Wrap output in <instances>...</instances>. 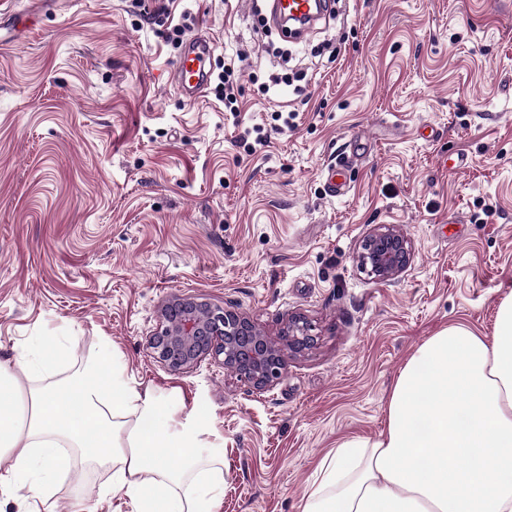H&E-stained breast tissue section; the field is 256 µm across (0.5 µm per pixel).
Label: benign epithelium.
Masks as SVG:
<instances>
[{
  "mask_svg": "<svg viewBox=\"0 0 512 512\" xmlns=\"http://www.w3.org/2000/svg\"><path fill=\"white\" fill-rule=\"evenodd\" d=\"M413 261L409 239L393 224L375 226L357 252L360 269L379 282L403 274ZM161 324L150 347L172 372L190 368L201 358H222L224 371L265 392L281 378L288 355L310 349L314 337L305 317L288 321V335L278 344L246 314L212 307L191 297L173 296L161 307Z\"/></svg>",
  "mask_w": 512,
  "mask_h": 512,
  "instance_id": "benign-epithelium-1",
  "label": "benign epithelium"
}]
</instances>
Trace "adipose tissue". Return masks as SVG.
<instances>
[{"label":"adipose tissue","instance_id":"ef3b65f1","mask_svg":"<svg viewBox=\"0 0 512 512\" xmlns=\"http://www.w3.org/2000/svg\"><path fill=\"white\" fill-rule=\"evenodd\" d=\"M59 358L31 350L38 388L0 368V464L14 481L49 501L76 456L111 470L136 512H214L223 463L195 453L191 428L170 432L158 397L109 354L54 380ZM303 512H512V294L492 339L453 324L419 347L393 385L385 431L338 442Z\"/></svg>","mask_w":512,"mask_h":512}]
</instances>
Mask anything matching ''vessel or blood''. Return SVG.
Masks as SVG:
<instances>
[{
	"mask_svg": "<svg viewBox=\"0 0 512 512\" xmlns=\"http://www.w3.org/2000/svg\"><path fill=\"white\" fill-rule=\"evenodd\" d=\"M36 8L35 0H26L22 5L17 0H0V43L6 42L8 36L16 35L23 24H34ZM324 14L323 0H271L274 20L287 19L305 30L311 29L313 21L321 20ZM215 51L216 43L207 34L196 33L186 38L171 74L172 84L186 101H196L204 94L211 80L206 62ZM358 157L357 147H350L329 167L326 182L329 197L338 198L346 194L347 185L341 181L340 174Z\"/></svg>",
	"mask_w": 512,
	"mask_h": 512,
	"instance_id": "b4317fda",
	"label": "vessel or blood"
}]
</instances>
